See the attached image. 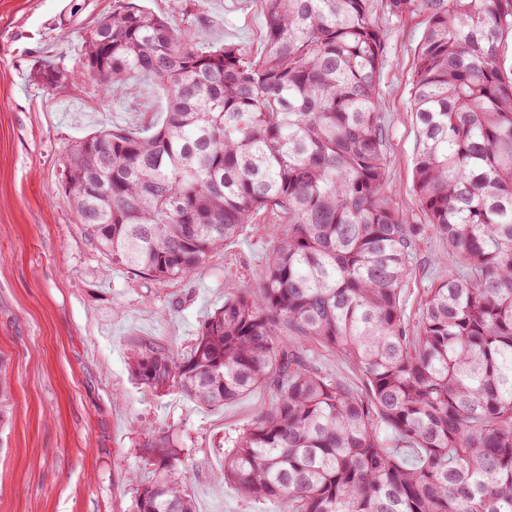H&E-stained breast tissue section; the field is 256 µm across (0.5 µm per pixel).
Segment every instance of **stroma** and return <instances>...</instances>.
<instances>
[{
	"label": "stroma",
	"instance_id": "35a3bbf8",
	"mask_svg": "<svg viewBox=\"0 0 512 512\" xmlns=\"http://www.w3.org/2000/svg\"><path fill=\"white\" fill-rule=\"evenodd\" d=\"M208 50L261 53L255 0H135ZM113 0H0V512H132L133 476L147 477L148 432L177 437L188 455L197 512H286L242 498L224 481L227 438L272 403L266 388L217 409L176 390L139 384L128 362L151 342L179 352L230 294L258 287L274 241L266 219L245 225L195 274L156 282L112 265L84 236L62 189L73 142L105 128L162 121L166 100L141 81L102 92L92 79L45 87L40 65L79 71L83 41ZM385 35L379 112L386 129L387 191L414 223L417 125L412 80L426 16L394 15L373 0ZM448 246L422 237L405 290L415 317L432 281L447 277Z\"/></svg>",
	"mask_w": 512,
	"mask_h": 512
}]
</instances>
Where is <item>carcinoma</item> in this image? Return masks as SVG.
I'll return each instance as SVG.
<instances>
[{
  "label": "carcinoma",
  "instance_id": "1",
  "mask_svg": "<svg viewBox=\"0 0 512 512\" xmlns=\"http://www.w3.org/2000/svg\"><path fill=\"white\" fill-rule=\"evenodd\" d=\"M257 2L254 59L231 44L200 51L130 0L85 39L83 71L101 86L139 77L168 100L153 133L89 134L63 163L76 221L112 264L184 278L273 216L260 286L224 299L187 356L144 343L129 368L206 407L272 391L224 453V478L248 499L512 512V0H385L427 17L412 82L425 224L387 193L373 0ZM424 233L448 243L452 265L412 326L401 297ZM314 345L346 358L363 390L319 368ZM143 448L151 477L134 512H196L174 438L154 432Z\"/></svg>",
  "mask_w": 512,
  "mask_h": 512
}]
</instances>
